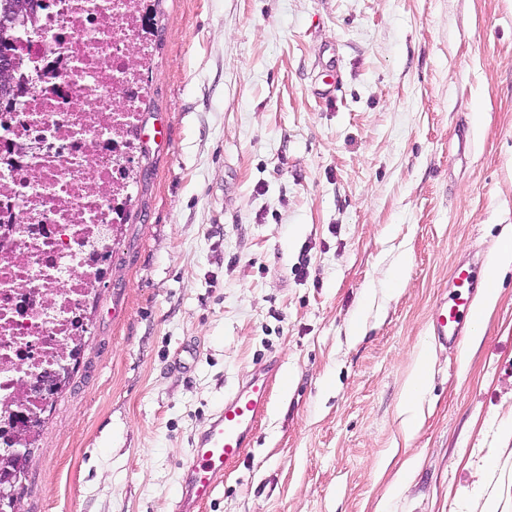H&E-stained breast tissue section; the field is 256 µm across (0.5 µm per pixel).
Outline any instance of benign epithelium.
I'll return each instance as SVG.
<instances>
[{"instance_id": "7a95c632", "label": "benign epithelium", "mask_w": 512, "mask_h": 512, "mask_svg": "<svg viewBox=\"0 0 512 512\" xmlns=\"http://www.w3.org/2000/svg\"><path fill=\"white\" fill-rule=\"evenodd\" d=\"M15 61L9 52L0 56V94L13 99L18 97L14 83ZM72 346L61 353L55 363L44 369L36 384H23L20 409L17 412V425L12 427L11 440L0 448V512L6 508L17 510L16 485L20 479L24 462L30 450L33 435L42 422L41 414L26 406V402L46 400L62 389L71 370V361L80 349L79 337L71 336Z\"/></svg>"}]
</instances>
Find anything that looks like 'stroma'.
Masks as SVG:
<instances>
[{"label":"stroma","mask_w":512,"mask_h":512,"mask_svg":"<svg viewBox=\"0 0 512 512\" xmlns=\"http://www.w3.org/2000/svg\"><path fill=\"white\" fill-rule=\"evenodd\" d=\"M149 8L153 137L19 512H174L256 377L268 411L199 512H512V270L458 343L431 327L512 229V0ZM427 376L428 359L427 356L421 354L415 360L412 375L406 384L404 392L403 407L404 412L407 414L405 429L408 434H415L418 431L416 414L427 382Z\"/></svg>","instance_id":"1"}]
</instances>
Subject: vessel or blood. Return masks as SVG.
Instances as JSON below:
<instances>
[{"mask_svg":"<svg viewBox=\"0 0 512 512\" xmlns=\"http://www.w3.org/2000/svg\"><path fill=\"white\" fill-rule=\"evenodd\" d=\"M472 267L458 268L452 278L454 292L432 317L434 333L440 343L453 344L467 330L474 316ZM266 385L250 380L225 398L208 427L199 435L176 495V512H194L209 500L224 477L225 469L240 460L250 445L254 426L267 411Z\"/></svg>","mask_w":512,"mask_h":512,"instance_id":"b4317fda","label":"vessel or blood"}]
</instances>
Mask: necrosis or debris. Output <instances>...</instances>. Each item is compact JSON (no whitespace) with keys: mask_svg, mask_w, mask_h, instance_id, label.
I'll return each instance as SVG.
<instances>
[{"mask_svg":"<svg viewBox=\"0 0 512 512\" xmlns=\"http://www.w3.org/2000/svg\"><path fill=\"white\" fill-rule=\"evenodd\" d=\"M145 49L138 0H43L19 33L27 90L0 113V425L10 426L19 384L37 381L75 331L107 225L121 221L132 185Z\"/></svg>","mask_w":512,"mask_h":512,"instance_id":"necrosis-or-debris-1","label":"necrosis or debris"}]
</instances>
